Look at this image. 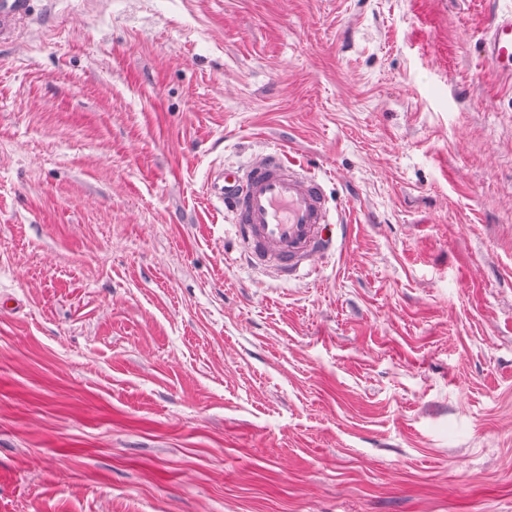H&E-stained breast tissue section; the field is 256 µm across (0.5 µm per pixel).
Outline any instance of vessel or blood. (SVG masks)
Listing matches in <instances>:
<instances>
[{"label":"vessel or blood","instance_id":"obj_1","mask_svg":"<svg viewBox=\"0 0 512 512\" xmlns=\"http://www.w3.org/2000/svg\"><path fill=\"white\" fill-rule=\"evenodd\" d=\"M32 18V0H0V42ZM484 59L512 79V7L495 11L483 39ZM206 193L232 217L234 236L249 263L291 279L333 245V224L322 180L278 149L244 167L213 168Z\"/></svg>","mask_w":512,"mask_h":512}]
</instances>
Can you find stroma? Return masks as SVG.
<instances>
[{"mask_svg":"<svg viewBox=\"0 0 512 512\" xmlns=\"http://www.w3.org/2000/svg\"><path fill=\"white\" fill-rule=\"evenodd\" d=\"M493 0H37L0 44V512H512ZM286 148L281 280L215 165ZM206 193L232 217L234 236L249 263L295 278L303 266L329 252L333 224L322 180L288 152L251 157L238 169L214 167Z\"/></svg>","mask_w":512,"mask_h":512,"instance_id":"stroma-1","label":"stroma"}]
</instances>
